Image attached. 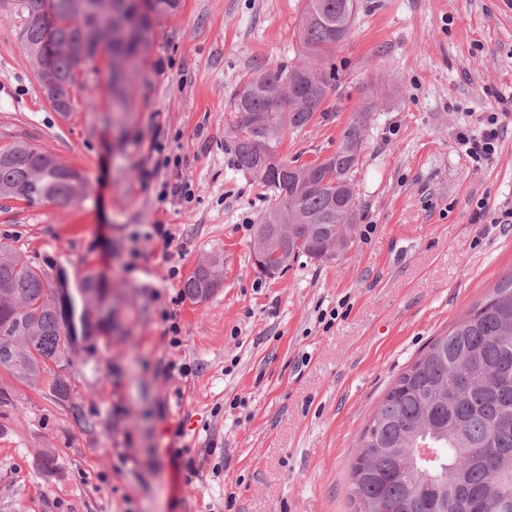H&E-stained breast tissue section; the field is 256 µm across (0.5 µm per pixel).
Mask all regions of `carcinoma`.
I'll use <instances>...</instances> for the list:
<instances>
[{"instance_id":"cac0c4a2","label":"carcinoma","mask_w":512,"mask_h":512,"mask_svg":"<svg viewBox=\"0 0 512 512\" xmlns=\"http://www.w3.org/2000/svg\"><path fill=\"white\" fill-rule=\"evenodd\" d=\"M45 0H15L23 43L41 65L45 29L31 23ZM56 32L69 42L86 37L73 0H52ZM182 0H112L102 56L117 57L108 71L112 102L123 107L135 70L127 65L150 50L155 28ZM359 0H304L299 40L302 56L273 71H256L231 95L234 166L269 188L278 203L256 226L255 236L276 238L281 268L300 256L329 260L331 240L346 249L357 220L352 174L359 165L365 117L343 131L336 152L321 161L293 165L280 159L278 177L263 169L260 151L279 154L286 131L303 129L319 111L333 75L320 60L350 33ZM61 79L77 82V61L63 52L48 58ZM48 155L27 144L0 149V198L71 202L87 193L86 177L62 172ZM224 283V262L210 258L183 285L190 299ZM112 286L90 270L78 281L67 308L58 306L53 275L0 243V369L35 384L49 378L52 395L70 396L63 371L73 366L78 340L112 338ZM428 443L439 449L429 462L411 454ZM350 467L354 512H436L443 491L467 512H493L512 498V473L490 468L486 449L512 457V274L434 338L401 373L358 437Z\"/></svg>"}]
</instances>
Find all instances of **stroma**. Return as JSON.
<instances>
[{
    "label": "stroma",
    "instance_id": "obj_1",
    "mask_svg": "<svg viewBox=\"0 0 512 512\" xmlns=\"http://www.w3.org/2000/svg\"><path fill=\"white\" fill-rule=\"evenodd\" d=\"M303 4L184 0L125 111L101 59L64 116L13 0H0V148L30 144L88 181L71 203L0 198V241L73 283L105 271L116 324L75 357L69 401L0 370V512H353L349 469L370 415L429 340L512 273V224L492 221L512 208V116L491 160L457 141L512 97V0H359L327 59L322 113L279 148L324 159L366 113L352 242L258 274L254 226L275 199L231 163L229 102L255 69L297 61ZM179 177L190 198L171 194ZM481 207L489 220L473 223ZM213 255L224 284L191 302L183 284Z\"/></svg>",
    "mask_w": 512,
    "mask_h": 512
}]
</instances>
